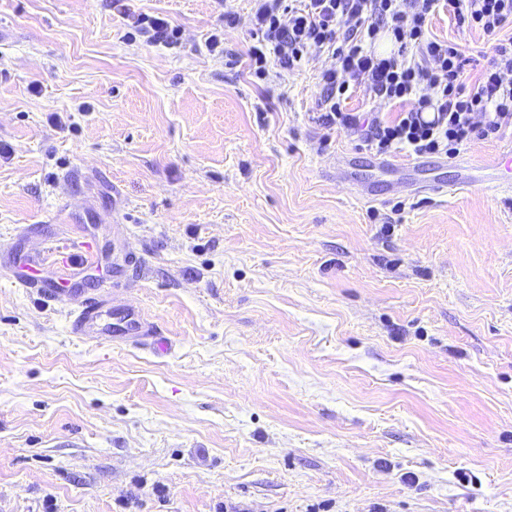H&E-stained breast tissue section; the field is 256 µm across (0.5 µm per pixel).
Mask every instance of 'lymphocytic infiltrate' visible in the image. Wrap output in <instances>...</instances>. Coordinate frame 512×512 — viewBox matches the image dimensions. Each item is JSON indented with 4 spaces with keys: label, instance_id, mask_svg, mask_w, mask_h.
I'll return each instance as SVG.
<instances>
[{
    "label": "lymphocytic infiltrate",
    "instance_id": "obj_1",
    "mask_svg": "<svg viewBox=\"0 0 512 512\" xmlns=\"http://www.w3.org/2000/svg\"><path fill=\"white\" fill-rule=\"evenodd\" d=\"M250 68L269 81L325 55L316 123L343 129L376 156L399 149L457 157L476 140L512 132V0H252ZM447 11L456 25L495 36L488 64L458 44L427 35L430 17ZM388 36L390 54L374 50ZM364 91L398 115L390 121L349 112Z\"/></svg>",
    "mask_w": 512,
    "mask_h": 512
}]
</instances>
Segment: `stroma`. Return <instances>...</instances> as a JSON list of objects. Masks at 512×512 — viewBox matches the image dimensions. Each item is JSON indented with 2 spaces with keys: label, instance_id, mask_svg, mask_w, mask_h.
Here are the masks:
<instances>
[{
  "label": "stroma",
  "instance_id": "35a3bbf8",
  "mask_svg": "<svg viewBox=\"0 0 512 512\" xmlns=\"http://www.w3.org/2000/svg\"><path fill=\"white\" fill-rule=\"evenodd\" d=\"M137 6L180 41L127 39L110 0H0V512H512V195L480 189L512 137L318 150L330 58L258 84L250 0ZM428 35L493 44L443 11ZM432 179L456 193H410ZM88 236L82 296L167 354L15 284ZM71 322V333L88 341H102L110 334L107 319L111 316L116 320L112 323V333L121 340L133 339L141 342L148 336H157L155 326L149 324L139 310L122 305L112 306L110 301L90 298L82 300L74 309Z\"/></svg>",
  "mask_w": 512,
  "mask_h": 512
}]
</instances>
